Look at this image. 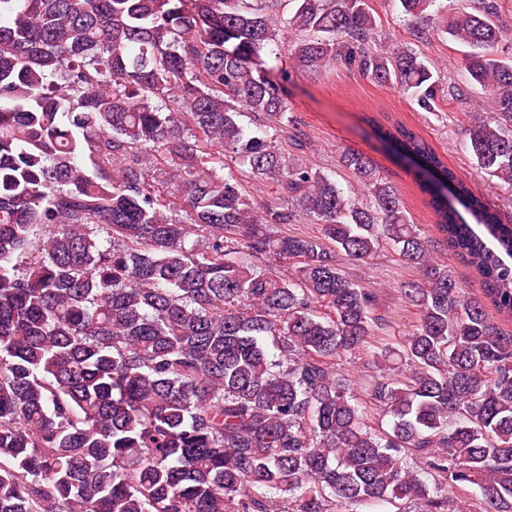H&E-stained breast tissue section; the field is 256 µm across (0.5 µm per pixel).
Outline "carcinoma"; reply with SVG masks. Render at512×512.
Wrapping results in <instances>:
<instances>
[{
    "mask_svg": "<svg viewBox=\"0 0 512 512\" xmlns=\"http://www.w3.org/2000/svg\"><path fill=\"white\" fill-rule=\"evenodd\" d=\"M396 2L419 38L471 48L490 111L467 148L512 185L499 0ZM333 62L426 112L445 90L382 45L367 0H0V512H448L439 486L469 484L512 512V334L495 322L512 318V224L389 114L382 137L430 175L428 237L369 156L341 157L363 199L282 149L272 118L307 148L282 82ZM247 178L276 202L255 211ZM304 215L329 245L276 231ZM385 246L421 273L403 288L419 319L370 354L382 375L360 398L336 357L387 320L337 256ZM441 259L446 265H448V269L452 270L459 280L465 282L469 292H473L475 294L479 292L478 281L474 278L471 271L463 266L451 251L445 253Z\"/></svg>",
    "mask_w": 512,
    "mask_h": 512,
    "instance_id": "carcinoma-1",
    "label": "carcinoma"
}]
</instances>
